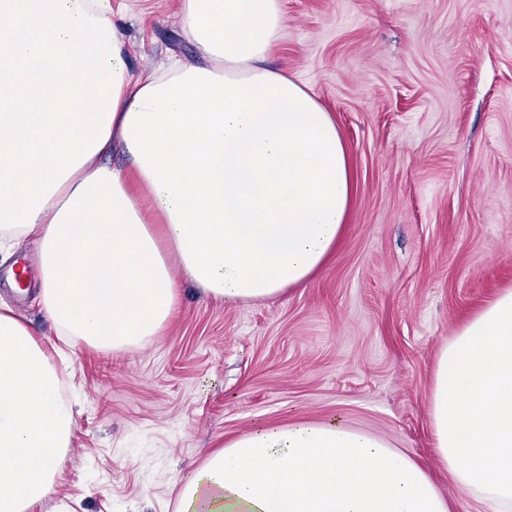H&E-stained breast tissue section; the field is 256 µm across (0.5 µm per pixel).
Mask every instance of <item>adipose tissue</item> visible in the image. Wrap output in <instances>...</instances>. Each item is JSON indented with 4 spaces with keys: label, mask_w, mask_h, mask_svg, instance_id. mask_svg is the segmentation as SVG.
<instances>
[{
    "label": "adipose tissue",
    "mask_w": 512,
    "mask_h": 512,
    "mask_svg": "<svg viewBox=\"0 0 512 512\" xmlns=\"http://www.w3.org/2000/svg\"><path fill=\"white\" fill-rule=\"evenodd\" d=\"M180 21L198 62L145 75L111 0H0V254L38 243V299L65 345L159 336L173 256L211 298H274L322 268L347 221L354 176L335 121L267 64L279 0H183ZM116 141L130 171L103 161ZM74 426L50 354L0 303V512H35ZM430 426L456 484L512 512V290L440 350ZM179 512L450 508L405 451L332 420L214 450L181 479Z\"/></svg>",
    "instance_id": "ef3b65f1"
}]
</instances>
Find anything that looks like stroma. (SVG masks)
<instances>
[{
	"mask_svg": "<svg viewBox=\"0 0 512 512\" xmlns=\"http://www.w3.org/2000/svg\"><path fill=\"white\" fill-rule=\"evenodd\" d=\"M180 0H112L132 65L195 57ZM272 55L333 115L357 174L349 221L308 283L227 305L180 279L160 336L61 363L76 426L37 512H176L177 475L257 425L343 422L406 450L451 512H488L439 466L440 349L512 289V0H281ZM0 300L46 348L38 252Z\"/></svg>",
	"mask_w": 512,
	"mask_h": 512,
	"instance_id": "1",
	"label": "stroma"
}]
</instances>
